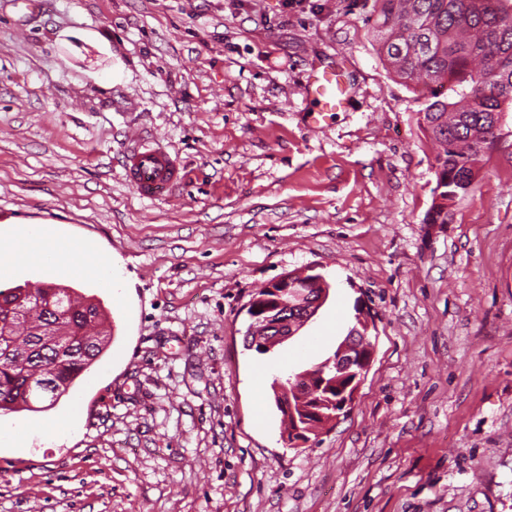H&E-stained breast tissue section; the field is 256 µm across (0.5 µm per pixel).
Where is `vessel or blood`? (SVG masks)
Masks as SVG:
<instances>
[{
  "label": "vessel or blood",
  "instance_id": "1",
  "mask_svg": "<svg viewBox=\"0 0 512 512\" xmlns=\"http://www.w3.org/2000/svg\"><path fill=\"white\" fill-rule=\"evenodd\" d=\"M305 92L323 112L336 111L345 101V89L332 69L311 73ZM124 176L134 191L147 199L163 196L182 179L176 158L159 142L139 136L128 145Z\"/></svg>",
  "mask_w": 512,
  "mask_h": 512
}]
</instances>
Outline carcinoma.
<instances>
[{"label":"carcinoma","mask_w":512,"mask_h":512,"mask_svg":"<svg viewBox=\"0 0 512 512\" xmlns=\"http://www.w3.org/2000/svg\"><path fill=\"white\" fill-rule=\"evenodd\" d=\"M374 38L385 66L404 83L422 84L424 108L420 126L437 143L436 185L428 224H448L455 202L473 190L478 162L494 145L504 106L512 104V0H374ZM26 293L23 310L32 315L14 320L23 348L10 347L0 335V411L33 410L25 384L31 378L51 380L63 390L102 355L111 334H88L94 320H107L100 303L81 305L72 288L17 285L0 290V314L10 310L18 294ZM267 292L251 298V320L245 346L259 353L253 329L263 325ZM338 374L323 360L311 370L285 378L293 404L308 413L309 428L330 422L337 387L311 391L317 375Z\"/></svg>","instance_id":"cac0c4a2"}]
</instances>
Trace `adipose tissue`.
Returning a JSON list of instances; mask_svg holds the SVG:
<instances>
[{
    "mask_svg": "<svg viewBox=\"0 0 512 512\" xmlns=\"http://www.w3.org/2000/svg\"><path fill=\"white\" fill-rule=\"evenodd\" d=\"M10 251H0V273L17 263L40 264L45 260L71 265L84 248L82 241L59 235L52 227L20 225L10 230Z\"/></svg>",
    "mask_w": 512,
    "mask_h": 512,
    "instance_id": "adipose-tissue-1",
    "label": "adipose tissue"
}]
</instances>
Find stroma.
<instances>
[{
  "label": "stroma",
  "instance_id": "1",
  "mask_svg": "<svg viewBox=\"0 0 512 512\" xmlns=\"http://www.w3.org/2000/svg\"><path fill=\"white\" fill-rule=\"evenodd\" d=\"M373 4L0 0V226L86 244L0 287L71 286L113 326L53 406L0 413V512H512V107L474 194L427 223L435 149ZM331 67L348 102L318 115L304 84ZM135 132L180 162L170 195L125 183ZM104 257L119 289L83 273ZM308 267L318 313L245 349L252 295ZM358 303L355 399L286 447L253 376L332 355Z\"/></svg>",
  "mask_w": 512,
  "mask_h": 512
}]
</instances>
